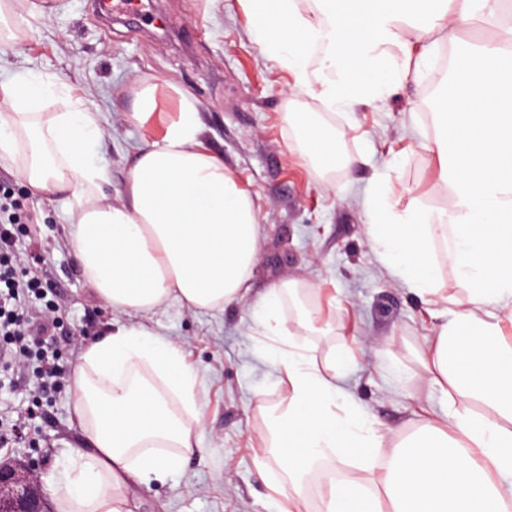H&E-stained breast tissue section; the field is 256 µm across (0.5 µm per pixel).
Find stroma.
<instances>
[{
    "instance_id": "stroma-1",
    "label": "stroma",
    "mask_w": 512,
    "mask_h": 512,
    "mask_svg": "<svg viewBox=\"0 0 512 512\" xmlns=\"http://www.w3.org/2000/svg\"><path fill=\"white\" fill-rule=\"evenodd\" d=\"M99 3L26 0L18 13L24 35L0 43V69L34 74L100 113L104 136L90 158L111 171L116 202L142 134L127 120L134 88L143 80L178 84L198 104L205 146L256 203L260 252L243 303L213 311L172 304L146 317L112 312L78 270L64 195L33 192L1 161L0 188L37 216L36 224L21 225L16 247L42 253L34 274L44 300L65 307L67 322L54 342L65 373L56 389L41 391L32 376L19 388L0 380L1 406L37 410L26 436L0 447V460L33 461L42 476L80 447L69 388L82 353L71 331L95 336L114 320L145 323L181 347L196 374L204 427L201 452L176 475L130 486V512H278L282 498L260 477L254 442L266 429L257 395L274 406L288 394L262 359L266 340L256 325L255 303L276 284L305 287L317 326L307 341L318 365L329 364L334 350L351 349L350 390L383 431L399 437L444 406L418 359L433 308L383 270L362 207L381 180L395 186L400 210L413 203L437 211L448 202L423 147L431 129L421 103L439 52L415 44L414 53L426 56L416 76L393 85L382 101L333 111L308 95L289 100L290 76L262 54L238 0H143L141 10L122 17L103 15ZM292 111L312 113L334 130L340 155L357 156V164L329 177L317 171L288 123ZM328 178L335 192L324 190Z\"/></svg>"
}]
</instances>
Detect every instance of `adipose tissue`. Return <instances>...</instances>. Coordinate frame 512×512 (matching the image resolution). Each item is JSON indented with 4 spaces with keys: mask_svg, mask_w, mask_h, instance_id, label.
<instances>
[{
    "mask_svg": "<svg viewBox=\"0 0 512 512\" xmlns=\"http://www.w3.org/2000/svg\"><path fill=\"white\" fill-rule=\"evenodd\" d=\"M240 0L252 38L293 79L291 94L354 110L383 99L408 77L414 43L482 25L492 41L454 48L452 71L434 97L433 133L424 147L449 187L448 206L397 211L383 184L364 201L366 233L389 275L419 294L441 287L436 243L450 245L465 297L442 310L425 353L434 383L482 402L479 412L449 409L394 440L380 432L351 394V357L320 368L304 340L311 312L287 320L283 304L296 281L273 287L257 304L260 333L273 344L265 360L288 386L285 404L263 407L267 431L262 476L279 470L275 489L287 512H308L305 485H327L321 512H512V19L500 0ZM52 85L31 74L0 81V159L32 190L70 195V243L80 272L118 313H152L175 302L213 310L243 301L261 242L251 197L209 152L198 107L180 112L161 137L146 134L132 151L120 203L112 174L93 164L99 113L65 101L50 112ZM313 166H352L336 137L309 112L288 115ZM70 406L85 445L58 460L44 479L64 512H129L130 483L162 479L199 450L202 403L180 349L146 326L109 324L77 365ZM380 462L376 487L334 476L333 460Z\"/></svg>",
    "mask_w": 512,
    "mask_h": 512,
    "instance_id": "1",
    "label": "adipose tissue"
}]
</instances>
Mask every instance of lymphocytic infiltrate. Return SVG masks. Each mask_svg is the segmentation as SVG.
Instances as JSON below:
<instances>
[{"label":"lymphocytic infiltrate","mask_w":512,"mask_h":512,"mask_svg":"<svg viewBox=\"0 0 512 512\" xmlns=\"http://www.w3.org/2000/svg\"><path fill=\"white\" fill-rule=\"evenodd\" d=\"M32 221L10 193L0 192V366L22 371L30 359H37L42 386L49 389L61 375L51 338L63 328L66 316L60 303L41 308L30 304L39 281L13 245L19 226Z\"/></svg>","instance_id":"f902f5d3"}]
</instances>
